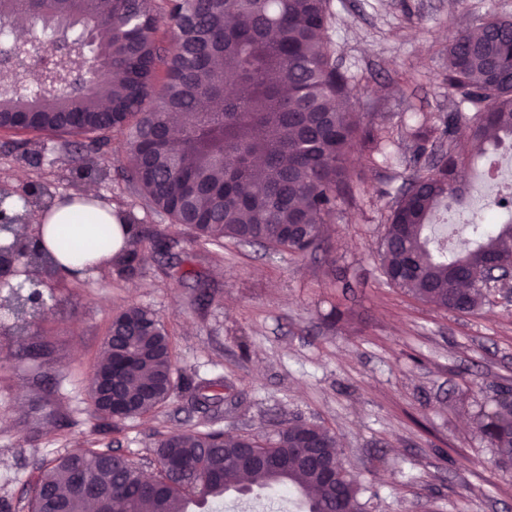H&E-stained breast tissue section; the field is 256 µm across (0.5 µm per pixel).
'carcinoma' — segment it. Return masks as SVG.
I'll list each match as a JSON object with an SVG mask.
<instances>
[{
  "instance_id": "1",
  "label": "carcinoma",
  "mask_w": 512,
  "mask_h": 512,
  "mask_svg": "<svg viewBox=\"0 0 512 512\" xmlns=\"http://www.w3.org/2000/svg\"><path fill=\"white\" fill-rule=\"evenodd\" d=\"M45 24L79 25L66 60L22 95L15 69L25 66L32 40L10 35L15 16ZM103 74L80 84L77 74L95 34ZM175 30L168 45L160 24ZM330 0H0V53L16 63L0 72V129L76 137L75 181L104 180L108 171L92 155L107 134L129 142L123 177L147 205L187 229L202 249L224 240L295 253L324 245L322 226L349 189V154L360 147L384 153L381 130L363 122L353 106L355 88L336 64L329 37ZM448 88L472 112L470 140L455 143L460 114L448 113L441 133L427 122L412 130L416 174L391 207L380 247L389 284L435 308L461 314L482 303L471 266L482 258L512 260V209L489 229L470 224L474 239L464 253L430 247L427 227L448 200L465 201L461 169L490 146L512 140V18L490 17L478 31L461 30L448 41ZM181 132H169V116ZM448 139L443 148L442 139ZM52 196L43 183L0 193L11 212ZM19 199L22 205L15 204ZM132 228L131 241L112 257L120 278L140 273L144 246L164 255L178 240L117 212ZM35 230L0 235V250L15 253L29 293H9L10 330L28 335L36 308L30 294L63 279L58 259L40 247ZM91 381L94 412L107 424L144 416L172 396L173 352L168 330L151 310L132 306L112 320ZM47 344L19 343L15 357L34 360ZM221 378L206 383L196 402L217 415ZM476 429L499 465L512 464V389L504 388ZM157 474L147 480L128 456L110 448L66 453L42 468L32 486L31 512H188L232 489H296L308 512H364L361 487L333 451V437L317 425L288 424L262 443L251 435L224 437L217 430L157 433Z\"/></svg>"
}]
</instances>
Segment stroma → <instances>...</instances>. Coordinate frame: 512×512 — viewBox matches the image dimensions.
<instances>
[{
    "label": "stroma",
    "instance_id": "obj_1",
    "mask_svg": "<svg viewBox=\"0 0 512 512\" xmlns=\"http://www.w3.org/2000/svg\"><path fill=\"white\" fill-rule=\"evenodd\" d=\"M331 10L339 62L357 109L387 137V159L352 155V196L338 201L323 249L228 241L215 255L124 180L127 138L110 134L97 156L111 174L98 185L104 199L180 243L166 256L146 251L128 281L103 267L43 287L32 330L54 349L38 362L10 356L15 338L0 323V512H28L43 465L94 442L149 473L155 431L210 425L262 439L287 422L329 431L366 512H512V467L496 464L474 427L512 388V293L486 289L471 314L441 310L388 284L379 257L389 209L413 173V126L443 128L463 108L445 79L449 36L491 15L512 18V0H331ZM72 159L64 138L0 132V186L76 193ZM131 305L167 326L179 387L157 413L103 431L88 389L113 315ZM218 377L215 416L193 388Z\"/></svg>",
    "mask_w": 512,
    "mask_h": 512
}]
</instances>
